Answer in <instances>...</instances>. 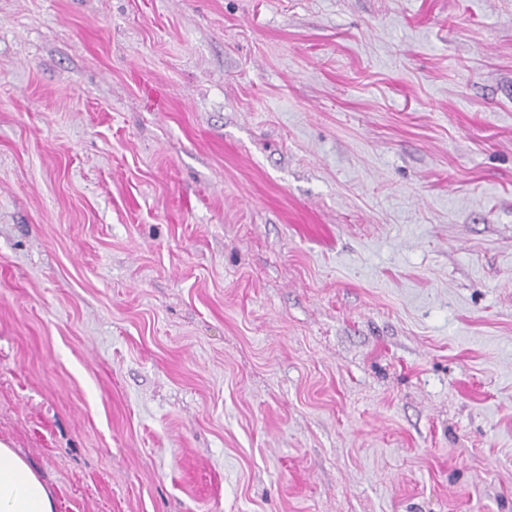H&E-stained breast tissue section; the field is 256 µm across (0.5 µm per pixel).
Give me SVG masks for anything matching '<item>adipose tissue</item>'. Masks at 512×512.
<instances>
[{
  "instance_id": "1",
  "label": "adipose tissue",
  "mask_w": 512,
  "mask_h": 512,
  "mask_svg": "<svg viewBox=\"0 0 512 512\" xmlns=\"http://www.w3.org/2000/svg\"><path fill=\"white\" fill-rule=\"evenodd\" d=\"M0 512H59L54 488L18 449L1 440Z\"/></svg>"
}]
</instances>
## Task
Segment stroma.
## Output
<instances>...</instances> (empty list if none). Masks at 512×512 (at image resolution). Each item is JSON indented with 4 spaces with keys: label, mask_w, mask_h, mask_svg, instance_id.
Returning <instances> with one entry per match:
<instances>
[{
    "label": "stroma",
    "mask_w": 512,
    "mask_h": 512,
    "mask_svg": "<svg viewBox=\"0 0 512 512\" xmlns=\"http://www.w3.org/2000/svg\"><path fill=\"white\" fill-rule=\"evenodd\" d=\"M0 439L60 512H512V0H0Z\"/></svg>",
    "instance_id": "obj_1"
}]
</instances>
